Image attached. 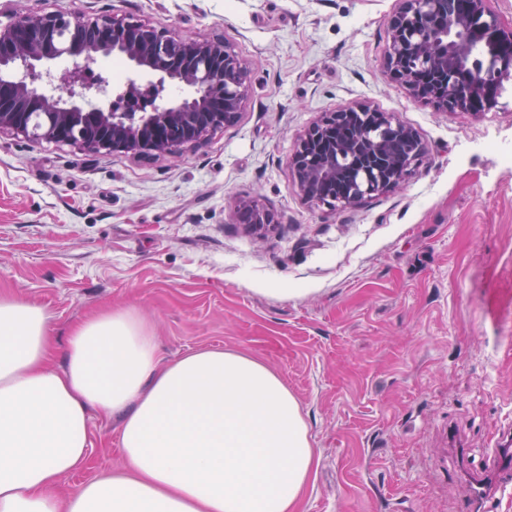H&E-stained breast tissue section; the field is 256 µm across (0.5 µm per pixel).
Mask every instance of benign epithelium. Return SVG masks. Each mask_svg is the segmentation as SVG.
<instances>
[{
    "label": "benign epithelium",
    "instance_id": "benign-epithelium-1",
    "mask_svg": "<svg viewBox=\"0 0 512 512\" xmlns=\"http://www.w3.org/2000/svg\"><path fill=\"white\" fill-rule=\"evenodd\" d=\"M391 17L386 67L390 78L415 99L442 112H482L497 103L496 85L469 71L466 61L481 43L506 54L512 68V28L502 27L489 0H400ZM131 68L129 84L146 81L149 106L137 107L130 90L119 91L101 76L88 75L89 64L108 52ZM75 60L64 70L51 66L62 55ZM188 89L184 95L169 87ZM248 92L240 56L225 39L170 36L167 31L126 17L93 19L45 12L0 25V132L32 141L72 144L93 152L150 158L204 141L239 119ZM374 112L378 123L399 133L409 148L401 159L365 129L339 144L320 141L323 133L351 116ZM343 151L365 159L376 180L352 187L338 199L322 189L341 177L333 155ZM426 154L419 134L387 112L366 105H345L322 112L298 138L288 165L307 203L334 210L404 184ZM251 223L263 228L274 215L252 204Z\"/></svg>",
    "mask_w": 512,
    "mask_h": 512
}]
</instances>
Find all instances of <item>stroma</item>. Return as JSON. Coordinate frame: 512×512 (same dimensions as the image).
Listing matches in <instances>:
<instances>
[{"mask_svg":"<svg viewBox=\"0 0 512 512\" xmlns=\"http://www.w3.org/2000/svg\"><path fill=\"white\" fill-rule=\"evenodd\" d=\"M397 0H0V23L61 11L221 38L250 91L239 121L143 159L0 134V295L39 305L62 367L72 325L140 314L162 362L237 349L298 399L317 461L296 512H465L512 470V78L495 107L440 112L391 81ZM359 103L426 146L394 191L332 211L288 169L320 114ZM247 201L276 223L252 232ZM85 466L120 467L92 412Z\"/></svg>","mask_w":512,"mask_h":512,"instance_id":"35a3bbf8","label":"stroma"}]
</instances>
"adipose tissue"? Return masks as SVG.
<instances>
[{
	"label": "adipose tissue",
	"instance_id": "ef3b65f1",
	"mask_svg": "<svg viewBox=\"0 0 512 512\" xmlns=\"http://www.w3.org/2000/svg\"><path fill=\"white\" fill-rule=\"evenodd\" d=\"M49 318L0 298V512H295L316 451L264 361L201 349L160 364L137 314L75 325L62 368ZM119 422L125 464L58 498L85 463L90 412Z\"/></svg>",
	"mask_w": 512,
	"mask_h": 512
}]
</instances>
